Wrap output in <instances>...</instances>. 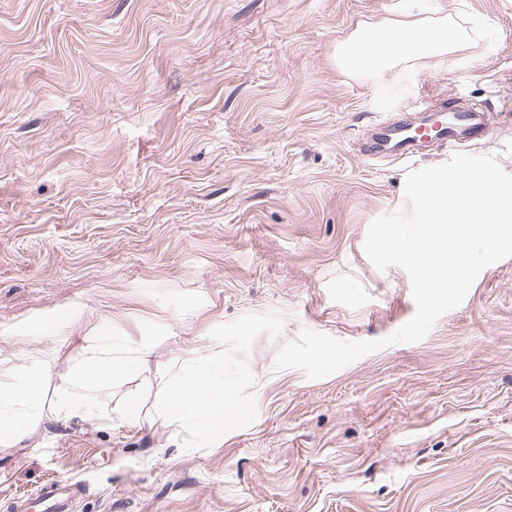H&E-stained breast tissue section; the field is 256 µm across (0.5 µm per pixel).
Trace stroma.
<instances>
[{"mask_svg":"<svg viewBox=\"0 0 512 512\" xmlns=\"http://www.w3.org/2000/svg\"><path fill=\"white\" fill-rule=\"evenodd\" d=\"M415 8L467 41L339 67L359 26ZM445 98L485 135L366 152ZM457 151L512 173V0H0V382L50 372L0 446V512H42L52 480L83 482L73 512H512V257L421 341L318 379L274 367L302 330L379 340L413 318L408 274L364 242L408 211L409 170ZM106 333L147 363L114 378L108 419L57 422L56 386ZM210 359L244 412L207 439L162 404Z\"/></svg>","mask_w":512,"mask_h":512,"instance_id":"35a3bbf8","label":"stroma"}]
</instances>
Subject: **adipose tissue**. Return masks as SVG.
I'll return each mask as SVG.
<instances>
[{
	"label": "adipose tissue",
	"instance_id": "ef3b65f1",
	"mask_svg": "<svg viewBox=\"0 0 512 512\" xmlns=\"http://www.w3.org/2000/svg\"><path fill=\"white\" fill-rule=\"evenodd\" d=\"M464 38L462 30L447 19L410 16L387 25L359 27L337 49L339 65L349 72L379 73L422 57L442 56L456 50ZM127 359L114 356L111 343L92 345L73 368L66 388L54 403L56 421L68 422L74 415H93L111 395L112 381L128 371ZM45 368L30 367L21 384L0 383V445L19 439L28 422L44 404ZM224 383V365L207 361L195 366L172 387L165 413L174 422L199 435L223 433L224 421L234 414Z\"/></svg>",
	"mask_w": 512,
	"mask_h": 512
}]
</instances>
